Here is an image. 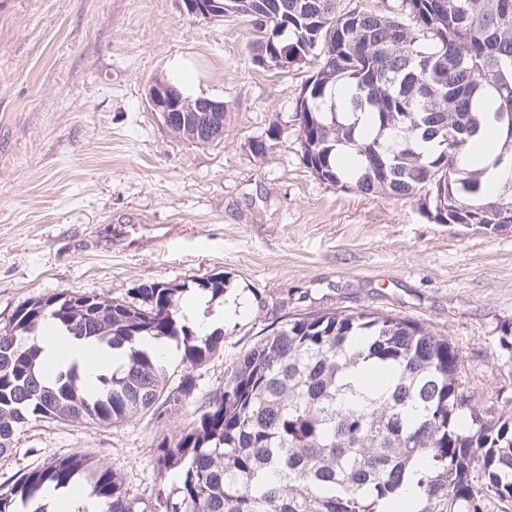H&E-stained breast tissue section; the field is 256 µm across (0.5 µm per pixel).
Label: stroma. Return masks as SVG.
I'll use <instances>...</instances> for the list:
<instances>
[{
	"mask_svg": "<svg viewBox=\"0 0 512 512\" xmlns=\"http://www.w3.org/2000/svg\"><path fill=\"white\" fill-rule=\"evenodd\" d=\"M245 17L205 20L183 0H0V328L59 292L137 302L147 282L181 301L215 274L224 341L203 366L166 364L196 390L157 420L33 421L0 455V485L78 452L121 475L141 512H158L178 470L158 475L157 445L193 420L226 368L284 315L366 307L447 336L465 357L473 403L512 413V232L437 224L410 200L318 180L294 119L309 67L273 72L251 59ZM166 79L224 101V138L169 136L145 98ZM280 135L265 156L252 138Z\"/></svg>",
	"mask_w": 512,
	"mask_h": 512,
	"instance_id": "35a3bbf8",
	"label": "stroma"
}]
</instances>
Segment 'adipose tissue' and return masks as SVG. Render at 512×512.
<instances>
[{
    "label": "adipose tissue",
    "mask_w": 512,
    "mask_h": 512,
    "mask_svg": "<svg viewBox=\"0 0 512 512\" xmlns=\"http://www.w3.org/2000/svg\"><path fill=\"white\" fill-rule=\"evenodd\" d=\"M501 151L499 127L492 113H482L480 129L473 137L467 153L461 157L465 167L484 169V183L488 196H496L501 184L512 175V166L497 163ZM43 353L40 372L44 379H54L58 372L77 366L87 387H96L101 375L116 368L118 354L111 349L90 350L85 343L60 333L53 324H46L42 332Z\"/></svg>",
    "instance_id": "ef3b65f1"
}]
</instances>
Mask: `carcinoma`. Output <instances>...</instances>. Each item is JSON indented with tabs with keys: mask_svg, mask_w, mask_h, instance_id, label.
I'll list each match as a JSON object with an SVG mask.
<instances>
[{
	"mask_svg": "<svg viewBox=\"0 0 512 512\" xmlns=\"http://www.w3.org/2000/svg\"><path fill=\"white\" fill-rule=\"evenodd\" d=\"M338 0H224V16L262 29L253 62L269 70L313 65L296 104L304 164L324 183L411 200L437 224L512 225V181L489 198L485 170L459 158L477 133L478 105L497 103L512 161V0H400L394 11L340 10ZM277 124L249 142L256 157ZM357 169L341 168L338 151ZM216 274L198 288L224 294ZM182 288L149 282L139 303L59 292L18 308L0 332V454L33 420L161 419L195 390L175 387L147 338L181 339L189 368L221 337H200L177 318ZM92 344L122 349L126 363L100 386H81L73 365L40 374L46 322ZM465 357L424 323L367 308L283 319L227 368L224 387L196 408L180 436L162 439L159 474L180 468L160 512H487L512 501V415L493 417L462 387ZM89 468L73 453L0 488V512H49L44 492ZM100 512H138L116 472L93 473Z\"/></svg>",
	"mask_w": 512,
	"mask_h": 512,
	"instance_id": "1",
	"label": "carcinoma"
}]
</instances>
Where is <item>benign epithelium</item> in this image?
Segmentation results:
<instances>
[{"label": "benign epithelium", "instance_id": "7a95c632", "mask_svg": "<svg viewBox=\"0 0 512 512\" xmlns=\"http://www.w3.org/2000/svg\"><path fill=\"white\" fill-rule=\"evenodd\" d=\"M188 12L196 17L216 20L224 17L223 0H185ZM151 111L159 115L169 132L190 123L196 140L211 142L224 130V102L207 97L189 98L161 79L152 81L146 89Z\"/></svg>", "mask_w": 512, "mask_h": 512}]
</instances>
